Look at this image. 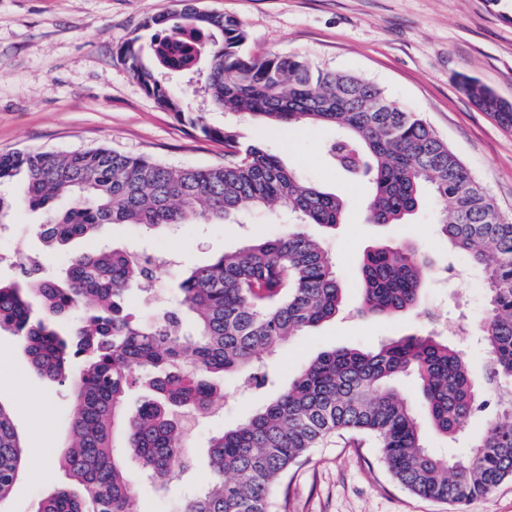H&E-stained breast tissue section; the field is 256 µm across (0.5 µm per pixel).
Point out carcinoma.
I'll return each mask as SVG.
<instances>
[{"mask_svg":"<svg viewBox=\"0 0 512 512\" xmlns=\"http://www.w3.org/2000/svg\"><path fill=\"white\" fill-rule=\"evenodd\" d=\"M181 2L179 11L144 22L153 30L149 48L135 35L119 53L177 121L224 143V162L178 167L103 147L0 154V186H23L19 199L0 193V220L17 204L42 211L35 231L48 249L99 238L118 224L226 223L273 202L288 209L292 223L278 238L184 269L175 284L179 305L148 320L125 312L156 275L143 250L75 254L58 278L30 260L21 279L0 281V330L20 338L33 372L68 384L75 399L63 466L78 489L54 490L36 512H137L135 473L163 483L179 471L185 418L218 398L214 378L259 368L280 343L343 307L335 263L308 226H336L344 199L262 144L242 142L235 126H213L205 113L186 111L168 79L191 71L202 75L216 109L339 130L324 151L336 167L371 183L369 223H402L426 193L443 203L437 233L482 272L487 311L479 333L491 367L477 383L461 352L435 334L322 352L247 420L210 439L206 485L178 512H272L273 491L288 469L345 433L374 440L391 476L417 495L459 507L490 493L512 477V402L505 401L512 394V221L428 122L378 85L297 55L251 54L236 18ZM459 87L478 110L512 127V102L470 76ZM59 198L70 199L66 209L54 208ZM360 274L359 311L390 319L419 308L436 272L415 246L379 243L366 252ZM404 378L419 386L420 403L398 387ZM139 379L147 391L131 406L128 390ZM482 388L500 397L485 431L464 457L439 460L426 445L421 413L433 431L453 437L488 408ZM28 465L29 447L0 403V502Z\"/></svg>","mask_w":512,"mask_h":512,"instance_id":"obj_1","label":"carcinoma"}]
</instances>
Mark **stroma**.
<instances>
[{"label":"stroma","mask_w":512,"mask_h":512,"mask_svg":"<svg viewBox=\"0 0 512 512\" xmlns=\"http://www.w3.org/2000/svg\"><path fill=\"white\" fill-rule=\"evenodd\" d=\"M198 8L234 16L250 52L308 58L314 64L357 74L380 86L395 102L422 113L457 153L469 172L512 219V129L479 111L459 89L458 78L474 77L512 102V0H196ZM179 0H0V154L68 152L104 147L176 166L223 162L224 145L193 133L160 107L129 74L117 50L148 17L178 11ZM233 121L248 141L263 144L288 167L348 206L341 224L323 235L345 289L336 319L292 337L271 355L263 385L226 376L224 396L195 415L186 434L188 467L167 485L137 483L138 512H176L180 502L207 479L203 462L210 437L244 420L274 398L305 362L338 347L371 349L381 342L423 334V311L448 323L476 377L485 376L489 356L476 335L486 314L481 272L449 251L434 233L441 204L426 198L405 224L368 223L365 181L336 168L324 144L331 127L264 125L237 114ZM0 232V278L20 277L19 256L38 254L46 274L65 267L71 254L94 248L84 240L46 249L33 233L43 214L18 207ZM281 204L243 214L236 223L163 227L151 235L124 226L108 230L116 245L174 254V265L156 273L155 293L129 304L135 318L148 319L176 306L173 282L183 267L210 262L251 238L283 233ZM412 243L438 266L469 268L474 285L435 284L422 296L421 313L374 319L358 311L359 264L378 240ZM0 402L12 408L32 461L0 512H35L38 501L68 484L60 466L67 445L65 416L74 407L68 387L35 375L20 339L0 331ZM275 512H512V478L490 494L454 507L420 497L398 484L371 442L336 437L311 449L292 467L274 497Z\"/></svg>","instance_id":"obj_1"}]
</instances>
